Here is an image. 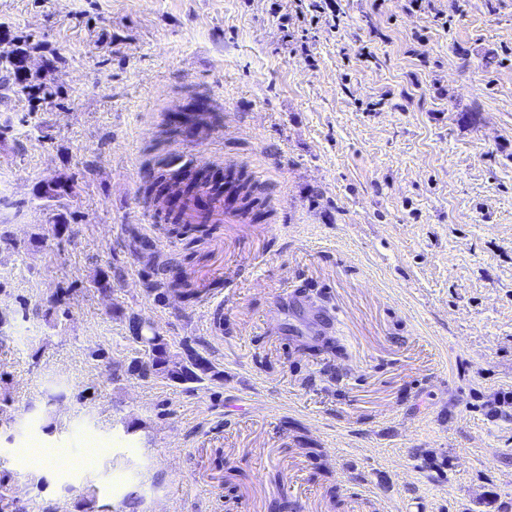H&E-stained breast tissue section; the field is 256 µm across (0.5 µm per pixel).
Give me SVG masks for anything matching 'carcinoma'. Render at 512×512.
<instances>
[{"instance_id":"cac0c4a2","label":"carcinoma","mask_w":512,"mask_h":512,"mask_svg":"<svg viewBox=\"0 0 512 512\" xmlns=\"http://www.w3.org/2000/svg\"><path fill=\"white\" fill-rule=\"evenodd\" d=\"M35 49L28 38L20 37L13 42L11 48L0 50V87L19 99L39 98L45 102H53L62 92L52 85L35 78H23L19 74V66L14 61L15 56ZM211 113L196 102L188 111L173 113L167 117L166 126L172 133L182 132L183 124L199 132L209 124ZM144 196L153 206L164 215V230L170 236L182 237L194 244L190 236L196 233L206 235L209 232L207 224L182 223L185 213L193 209L203 215L209 209L212 201L233 194L237 200L238 209L248 216L251 222L264 218L261 210L264 201L258 196V187L242 172H229L223 175V182L215 180V175L207 170L190 169L173 172L171 170L146 169L141 185ZM165 278L162 282L164 291L159 296L173 290L183 299L191 301L197 298L198 289L192 287L179 268L168 266L164 268ZM133 339L144 347V356L138 361L156 368L154 376L178 383H201L214 377V366L207 359H202L199 369L190 371L181 363L180 355L172 352L169 342L152 324H146L137 317L130 318ZM0 512H22L18 501L11 497L9 488L0 482Z\"/></svg>"}]
</instances>
